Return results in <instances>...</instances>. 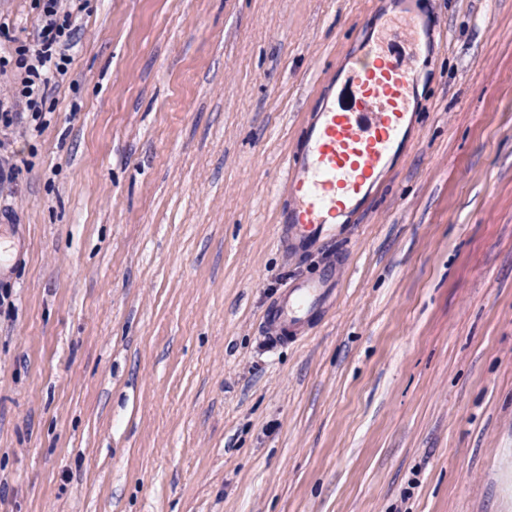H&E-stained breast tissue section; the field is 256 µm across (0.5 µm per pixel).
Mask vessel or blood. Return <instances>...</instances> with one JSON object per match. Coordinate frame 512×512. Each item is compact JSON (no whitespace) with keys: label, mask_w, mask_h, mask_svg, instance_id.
<instances>
[{"label":"vessel or blood","mask_w":512,"mask_h":512,"mask_svg":"<svg viewBox=\"0 0 512 512\" xmlns=\"http://www.w3.org/2000/svg\"><path fill=\"white\" fill-rule=\"evenodd\" d=\"M401 2L393 49L377 40L351 60L347 80L307 122L299 150L287 161L288 202L278 214L284 252L301 257L332 242L341 217L359 210L405 135L414 80L408 61L424 42L417 0ZM340 282L341 269L331 262L318 277L292 281L265 314L268 335L281 342L303 336Z\"/></svg>","instance_id":"vessel-or-blood-1"}]
</instances>
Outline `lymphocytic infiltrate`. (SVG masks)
I'll return each instance as SVG.
<instances>
[{
  "label": "lymphocytic infiltrate",
  "instance_id": "lymphocytic-infiltrate-1",
  "mask_svg": "<svg viewBox=\"0 0 512 512\" xmlns=\"http://www.w3.org/2000/svg\"><path fill=\"white\" fill-rule=\"evenodd\" d=\"M41 27L34 41H13L7 54H0V78L9 80L0 92V186L12 183V136L41 131L43 108L69 71L71 49L79 29L65 0H36Z\"/></svg>",
  "mask_w": 512,
  "mask_h": 512
}]
</instances>
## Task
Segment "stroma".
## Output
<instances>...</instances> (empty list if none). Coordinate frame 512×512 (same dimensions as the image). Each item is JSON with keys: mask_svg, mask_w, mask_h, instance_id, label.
Returning <instances> with one entry per match:
<instances>
[{"mask_svg": "<svg viewBox=\"0 0 512 512\" xmlns=\"http://www.w3.org/2000/svg\"><path fill=\"white\" fill-rule=\"evenodd\" d=\"M421 2L408 145L296 259L286 161L391 0H88L0 189V512H512V0ZM340 282L341 269L333 262L327 263L317 278L292 281L265 314L267 334L281 342L303 336L313 318L330 305Z\"/></svg>", "mask_w": 512, "mask_h": 512, "instance_id": "35a3bbf8", "label": "stroma"}]
</instances>
